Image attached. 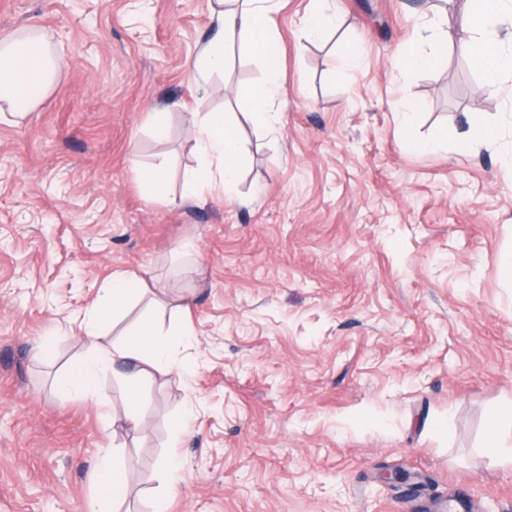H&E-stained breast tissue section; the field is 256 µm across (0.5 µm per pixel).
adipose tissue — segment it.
Wrapping results in <instances>:
<instances>
[{"instance_id":"obj_1","label":"adipose tissue","mask_w":512,"mask_h":512,"mask_svg":"<svg viewBox=\"0 0 512 512\" xmlns=\"http://www.w3.org/2000/svg\"><path fill=\"white\" fill-rule=\"evenodd\" d=\"M459 29H442L432 33L431 51L410 48L401 63L410 69L437 66L451 45H459L481 71L490 86H501L512 80V32L503 33L512 24V0H469ZM275 0H234L212 13V36L207 39L192 68L204 79L220 76L229 49L263 60L267 77L250 86L245 96L250 106L249 117L258 125L270 124L272 110L284 91L277 79L279 62L271 57L274 45ZM56 83L53 48L43 33L28 28L19 34L0 39V112L23 118L41 103ZM195 150L202 164L184 176V194L192 200L231 189L240 174L241 142L238 129L223 113H192ZM135 294L132 280L125 275L112 278L82 322V331L91 346L85 356L70 365L61 380L65 390L86 399L98 393L101 371L117 363L132 365L130 378L134 384L123 402L120 417L125 425L139 422V392L136 382L148 379L150 371L176 363L175 342L191 340L189 331H177L175 338L158 334L153 319H141L132 340L119 343L108 339L103 327L125 311ZM99 512H114L124 502L129 490V475L119 459L102 456L96 468Z\"/></svg>"}]
</instances>
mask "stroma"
<instances>
[{
  "mask_svg": "<svg viewBox=\"0 0 512 512\" xmlns=\"http://www.w3.org/2000/svg\"><path fill=\"white\" fill-rule=\"evenodd\" d=\"M337 5L339 28L309 38L314 0H277L284 99L269 130L243 119L262 63L236 57L209 84L190 68L210 0H0V38L38 29L56 69L26 120L0 123V512H94L106 453L129 474L122 512L160 496L168 512H512V465L486 446L512 402L499 269L512 91L484 87L456 48L439 68L401 67L420 33L458 23L461 0L444 14L429 0ZM348 40L360 61L342 70ZM474 109L498 127V151L440 141ZM211 110L241 124V176L192 201L186 115ZM162 159L170 192L157 199L138 171ZM119 274L140 292L115 335L144 315L193 334L142 385L134 429L112 420L125 366L101 374L94 402L59 384ZM41 341L50 361L32 356Z\"/></svg>",
  "mask_w": 512,
  "mask_h": 512,
  "instance_id": "1",
  "label": "stroma"
}]
</instances>
